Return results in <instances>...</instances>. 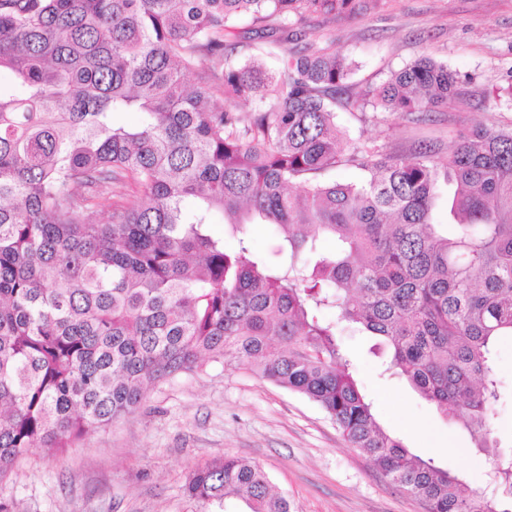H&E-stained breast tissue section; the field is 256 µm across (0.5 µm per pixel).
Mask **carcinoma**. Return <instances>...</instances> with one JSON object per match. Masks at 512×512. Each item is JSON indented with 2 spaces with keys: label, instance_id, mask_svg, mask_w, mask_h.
Returning a JSON list of instances; mask_svg holds the SVG:
<instances>
[{
  "label": "carcinoma",
  "instance_id": "carcinoma-1",
  "mask_svg": "<svg viewBox=\"0 0 512 512\" xmlns=\"http://www.w3.org/2000/svg\"><path fill=\"white\" fill-rule=\"evenodd\" d=\"M354 9L0 0V475L32 448L63 451L127 417L179 373L235 363L316 403L425 512H512V458L492 432L494 345L512 336V129H477L442 161L351 145L336 121L351 67L298 24ZM216 92L252 111L211 107ZM367 95L426 112L455 99V78L421 57ZM122 112L140 122L117 124ZM343 166L368 176L321 180ZM441 182L445 226L433 220ZM217 215L236 248L208 233ZM251 224L272 226L280 263L253 249ZM343 323L382 338L385 370L470 432L499 498L379 426L337 341ZM184 490L290 512L265 471L234 456Z\"/></svg>",
  "mask_w": 512,
  "mask_h": 512
}]
</instances>
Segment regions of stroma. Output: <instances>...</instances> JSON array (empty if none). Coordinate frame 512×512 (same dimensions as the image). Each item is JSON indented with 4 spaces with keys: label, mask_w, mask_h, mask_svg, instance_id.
Here are the masks:
<instances>
[{
    "label": "stroma",
    "mask_w": 512,
    "mask_h": 512,
    "mask_svg": "<svg viewBox=\"0 0 512 512\" xmlns=\"http://www.w3.org/2000/svg\"><path fill=\"white\" fill-rule=\"evenodd\" d=\"M310 40L335 41L353 64L351 108L338 120L381 153L447 156L463 131L512 128V0H359L355 11L308 18ZM428 56L447 64L458 95L430 112L394 115L361 104L391 72ZM339 338L378 423L416 455L434 459L486 496L487 455L467 430L404 379L382 374L374 337ZM501 382L494 419L500 452L512 454V336L494 346ZM231 455L260 465L286 494L291 512H424L396 491L372 459L351 448L314 402L237 365L214 364L151 391L132 415L89 432L53 454L32 449L0 477L11 512H242L235 499L204 505L183 490L189 472Z\"/></svg>",
    "instance_id": "obj_1"
}]
</instances>
